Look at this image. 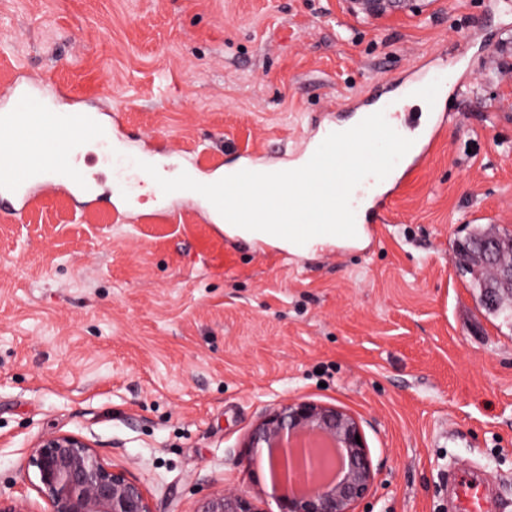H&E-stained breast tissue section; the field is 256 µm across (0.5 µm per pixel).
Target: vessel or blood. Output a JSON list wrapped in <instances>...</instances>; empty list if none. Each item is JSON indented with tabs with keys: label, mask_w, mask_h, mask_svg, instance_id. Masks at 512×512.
<instances>
[{
	"label": "vessel or blood",
	"mask_w": 512,
	"mask_h": 512,
	"mask_svg": "<svg viewBox=\"0 0 512 512\" xmlns=\"http://www.w3.org/2000/svg\"><path fill=\"white\" fill-rule=\"evenodd\" d=\"M40 90L39 82L18 77L0 91V127L13 132L12 137L0 140V204L8 203L18 213L24 211L36 198L38 176L59 168L70 170L69 187L83 196L85 206L96 204L91 177L78 163L80 148L87 142L97 144L101 166L125 190L152 185L148 174L119 155L111 123L78 106L69 112L55 111L41 98ZM398 106L393 87L386 82L374 83L359 104L363 115L380 111L389 122L398 118ZM444 127L443 118H436L385 179L369 177L359 184L351 194L355 213H366L374 223L385 222L392 198L422 165ZM454 484L456 512H484V491L479 482L462 472L455 476Z\"/></svg>",
	"instance_id": "obj_1"
}]
</instances>
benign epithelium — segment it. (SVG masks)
<instances>
[{"mask_svg":"<svg viewBox=\"0 0 512 512\" xmlns=\"http://www.w3.org/2000/svg\"><path fill=\"white\" fill-rule=\"evenodd\" d=\"M371 12L405 0H357ZM357 420L334 406L292 401L252 430L247 447L265 449L280 467L287 491L280 512H355L374 485V472ZM37 489L47 512H153L143 483L101 459L83 437L50 433L30 449ZM197 512H260L251 498L228 493L204 500Z\"/></svg>","mask_w":512,"mask_h":512,"instance_id":"obj_1","label":"benign epithelium"}]
</instances>
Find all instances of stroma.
<instances>
[{
  "instance_id": "35a3bbf8",
  "label": "stroma",
  "mask_w": 512,
  "mask_h": 512,
  "mask_svg": "<svg viewBox=\"0 0 512 512\" xmlns=\"http://www.w3.org/2000/svg\"><path fill=\"white\" fill-rule=\"evenodd\" d=\"M120 115L175 160H278L313 118L376 81L451 69L448 125L364 248L284 261L205 223H115L48 187L0 209V495L46 504L27 468L45 434L85 438L194 512L231 490L278 512L252 429L291 400L358 420L375 474L356 512H448L478 469L512 512V321L480 306L455 244L512 231V0H0V88L16 69Z\"/></svg>"
}]
</instances>
